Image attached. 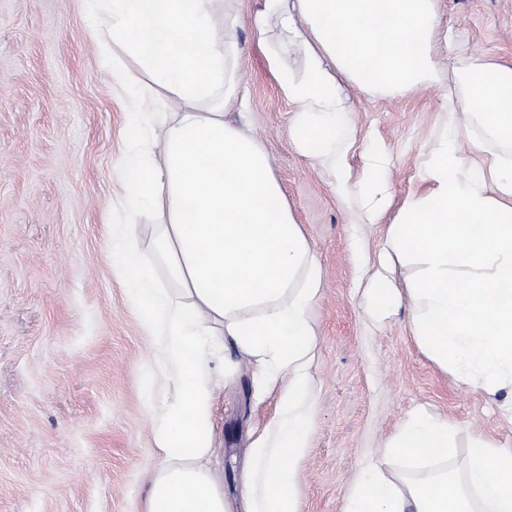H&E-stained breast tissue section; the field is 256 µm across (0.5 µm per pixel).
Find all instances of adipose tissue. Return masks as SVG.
<instances>
[{
	"label": "adipose tissue",
	"instance_id": "obj_1",
	"mask_svg": "<svg viewBox=\"0 0 512 512\" xmlns=\"http://www.w3.org/2000/svg\"><path fill=\"white\" fill-rule=\"evenodd\" d=\"M217 0H83L112 91L124 103L125 144L113 166L121 186L110 222L121 277L149 352L140 368L144 411L160 458L144 512H298L297 465L310 448L315 404L311 321L323 269L288 207L263 145L226 118L244 106L237 79L238 16L211 33ZM258 42L303 45L305 72L269 64L292 108L290 138L329 177L359 224L385 223L369 281L379 316L401 301L410 328L439 368L489 395H512V67L462 58L445 90L420 185L393 204L391 156L367 150L360 167L346 86L402 96L438 81L439 46H452L438 0H267L250 23ZM135 57L157 98L132 82ZM473 105L462 115L460 103ZM475 131L461 146V121ZM150 216L148 240L132 223ZM151 249L155 277L143 261ZM408 268L398 278V268ZM251 364L255 402L275 408L247 450L238 505L211 466L216 387L233 355ZM453 427L412 410L385 455L432 464L398 483L369 462L345 512H512V447L481 436L462 475L444 468Z\"/></svg>",
	"mask_w": 512,
	"mask_h": 512
}]
</instances>
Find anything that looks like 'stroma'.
<instances>
[{
	"label": "stroma",
	"instance_id": "stroma-1",
	"mask_svg": "<svg viewBox=\"0 0 512 512\" xmlns=\"http://www.w3.org/2000/svg\"><path fill=\"white\" fill-rule=\"evenodd\" d=\"M440 12L464 54L512 66V0H441ZM239 46L252 130L324 271L312 312L317 415L299 466V512H343L367 458L403 476L383 446L416 407L454 424V469L474 437L512 445V405L428 359L408 306L369 321L357 251L375 257L385 227L354 232L332 186L291 142L292 112L268 57L279 52L299 74L303 49L259 44L246 25ZM441 93L440 84L401 97L350 91L361 151L376 144L393 155L395 201L418 184ZM124 112L81 0H0V512L144 510L156 464L139 377L147 342L106 234ZM273 410L254 403L240 362L216 404L227 498L238 496L246 450Z\"/></svg>",
	"mask_w": 512,
	"mask_h": 512
}]
</instances>
